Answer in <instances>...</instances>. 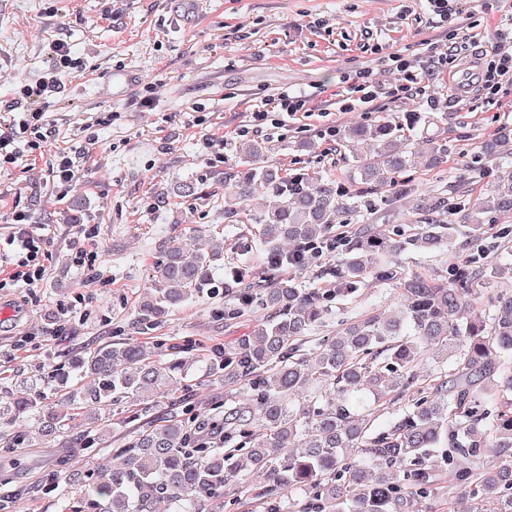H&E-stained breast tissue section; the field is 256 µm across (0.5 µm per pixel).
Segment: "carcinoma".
I'll use <instances>...</instances> for the list:
<instances>
[{
	"label": "carcinoma",
	"mask_w": 512,
	"mask_h": 512,
	"mask_svg": "<svg viewBox=\"0 0 512 512\" xmlns=\"http://www.w3.org/2000/svg\"><path fill=\"white\" fill-rule=\"evenodd\" d=\"M371 144L374 156L357 159L353 181L395 199L412 194L419 225L413 232L365 226L371 203L319 171L289 172L269 163L270 147L248 141L224 168V223L254 224L265 252L264 272L224 276V253L195 244L161 241L150 287L131 326L150 330L178 307L224 290L235 301L224 318L258 307L266 316L228 348L200 350L186 342L165 359L134 342L90 347L59 363L49 381L27 376L18 389H0V425L33 423L63 448L86 450L106 433L112 406L133 416L157 397L172 398L182 419L137 433L123 448H99L85 476L61 468L33 490L61 484L81 491L69 512H211L233 505L244 472L265 483L263 512H415L438 495L448 474V512L477 499L482 512H512V282L481 262L485 222L512 216V142L504 135L481 153L498 167L490 194L472 200L416 193L399 174L426 158H448L437 136L410 144L389 119L342 131L341 146ZM181 197H215L205 183H182ZM256 193L264 207L243 206ZM344 214L362 227L333 237ZM468 224L458 240L453 225ZM342 244L345 257L333 288H299L286 270H304L320 251ZM410 250L448 255V278L395 269ZM369 280L396 284L399 313L372 312L344 323L316 350L304 349L328 304L356 300ZM432 360L422 376V355ZM241 384L249 397L225 411L224 445L203 433L205 415L190 403L193 382ZM412 399L390 424L376 426V405ZM36 446L31 431L3 447Z\"/></svg>",
	"instance_id": "carcinoma-1"
}]
</instances>
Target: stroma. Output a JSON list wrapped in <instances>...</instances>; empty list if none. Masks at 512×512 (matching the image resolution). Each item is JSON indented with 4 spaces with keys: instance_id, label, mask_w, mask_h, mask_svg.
Returning a JSON list of instances; mask_svg holds the SVG:
<instances>
[{
    "instance_id": "obj_1",
    "label": "stroma",
    "mask_w": 512,
    "mask_h": 512,
    "mask_svg": "<svg viewBox=\"0 0 512 512\" xmlns=\"http://www.w3.org/2000/svg\"><path fill=\"white\" fill-rule=\"evenodd\" d=\"M511 25L512 0H456L444 19L428 0H0V102L39 78L50 64L49 42L64 40L80 68L43 121L70 150L97 143L69 185L53 177L49 151L19 155L0 168V240L22 211L46 241L38 287L0 289V383L31 370L46 373L113 339L147 341L131 320L158 242L178 240L188 212L187 199L173 189L202 178L217 189L212 176L240 141L269 142V162L288 170L314 168L343 180L352 159L370 152L363 143L338 149L337 132L382 117L406 120L411 137L438 135L449 145L447 163L407 173L418 191L473 198L490 190L494 174L481 171L477 154L482 143L512 130V80L497 95L460 100L437 59L458 46L455 68L464 70ZM393 54L428 78L427 97L390 94L392 69L384 58ZM121 70L132 71L135 81L116 95L112 75ZM362 71L379 94L362 109L343 111L351 91L345 78ZM287 93L306 96L305 113L254 131L253 112ZM196 207L197 224L215 229L226 262L260 272L261 246L245 254L235 248L252 237V225L225 223L220 202ZM91 247L98 261L80 265V252ZM223 308L218 294L172 313L156 330L168 339L164 354L187 337L234 345L263 316L257 310L227 321ZM64 309L71 312L67 328L50 338ZM396 309L392 285L367 282L360 304H332L316 336L334 335L341 322L364 312ZM22 336L29 342L20 348ZM61 460L73 473L92 467L89 456L50 439L21 452L0 448V494L20 495L22 512H65L68 496L29 491Z\"/></svg>"
}]
</instances>
